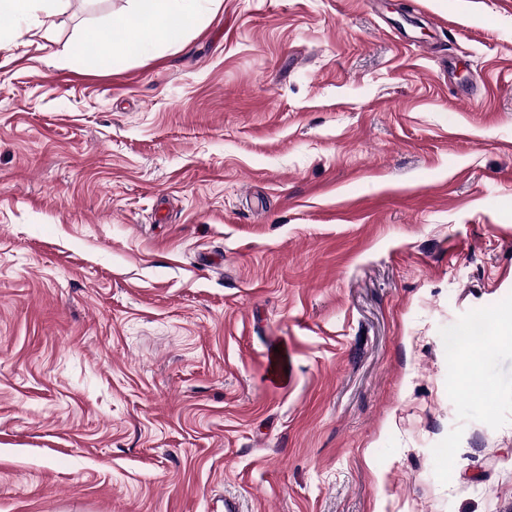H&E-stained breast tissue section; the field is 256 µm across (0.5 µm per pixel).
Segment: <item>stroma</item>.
I'll return each mask as SVG.
<instances>
[{"mask_svg": "<svg viewBox=\"0 0 512 512\" xmlns=\"http://www.w3.org/2000/svg\"><path fill=\"white\" fill-rule=\"evenodd\" d=\"M127 7L0 31V512H512V0ZM196 0H128L118 25H111L97 49L107 57L146 51L158 41L179 45L182 29L193 20L187 2Z\"/></svg>", "mask_w": 512, "mask_h": 512, "instance_id": "stroma-1", "label": "stroma"}]
</instances>
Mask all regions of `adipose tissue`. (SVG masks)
<instances>
[{
  "label": "adipose tissue",
  "instance_id": "1",
  "mask_svg": "<svg viewBox=\"0 0 512 512\" xmlns=\"http://www.w3.org/2000/svg\"><path fill=\"white\" fill-rule=\"evenodd\" d=\"M120 24L112 26L97 48L107 57L145 51L156 42L179 44L182 29L193 19L188 0H128Z\"/></svg>",
  "mask_w": 512,
  "mask_h": 512
}]
</instances>
